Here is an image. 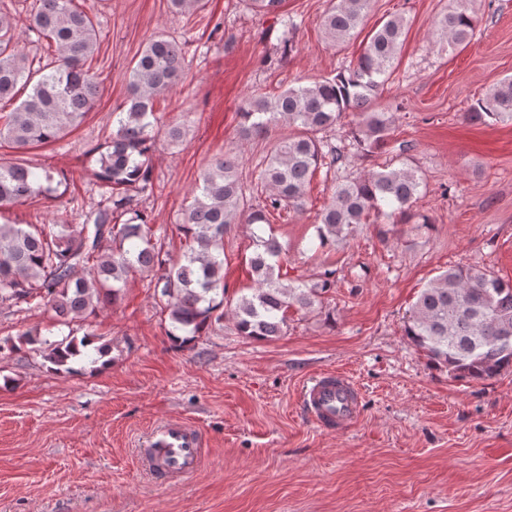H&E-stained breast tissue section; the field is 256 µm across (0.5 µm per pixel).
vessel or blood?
I'll return each mask as SVG.
<instances>
[{
	"instance_id": "obj_1",
	"label": "vessel or blood",
	"mask_w": 512,
	"mask_h": 512,
	"mask_svg": "<svg viewBox=\"0 0 512 512\" xmlns=\"http://www.w3.org/2000/svg\"><path fill=\"white\" fill-rule=\"evenodd\" d=\"M300 403L312 423L328 433H344L361 419V392L349 378L326 373L300 392ZM149 465L165 477H186L203 462L200 435L188 424L173 421L156 427L149 438Z\"/></svg>"
}]
</instances>
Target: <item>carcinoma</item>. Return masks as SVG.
Segmentation results:
<instances>
[{
	"instance_id": "cac0c4a2",
	"label": "carcinoma",
	"mask_w": 512,
	"mask_h": 512,
	"mask_svg": "<svg viewBox=\"0 0 512 512\" xmlns=\"http://www.w3.org/2000/svg\"><path fill=\"white\" fill-rule=\"evenodd\" d=\"M246 2L259 15L276 13L283 4ZM370 3L330 0L322 20L327 38L341 44L355 37ZM30 27L55 47L54 57L36 69L28 64L15 37L14 17L0 0V101L14 98L19 86L31 88L13 111L0 113V143L18 149L61 138L83 121L100 96L87 61L98 51L101 34L86 10L75 0H33ZM407 29V19L393 15L368 35L355 65L273 97L255 95L239 108L246 137L266 136L279 125L295 133L276 140L265 157L256 182L265 190L262 206L248 203L254 187L244 181L235 154L210 160L180 224L187 250L174 263L163 257L151 225L134 208L135 196L154 191V102L185 71L178 42L164 35L151 38L127 69L128 94L116 112L112 140L94 148L99 153L94 176L106 193L104 202L81 213L77 224H0V307L42 305L51 312L53 326L68 328L116 304L130 275L151 273L160 313L169 320L168 335L191 341L224 321V233L233 224H245L254 245L249 268L255 287L230 307L233 324L239 335L251 339L282 335L290 310L323 304L332 273L325 271L311 283H284V247L265 234V227L276 212L302 210L317 171L329 172L342 161L341 150L322 133L344 113L361 115L352 135L357 151L370 155L385 146L392 115L377 106L378 92L394 72ZM432 31L455 46H467L475 31L467 0H455ZM468 115L483 123H512V77L494 85ZM54 180L50 169L37 173L0 162V212L53 194ZM422 187L418 171L406 161L333 182L330 202L318 213L319 246L346 239L372 214L392 224L410 223ZM127 214L130 218L122 220ZM404 331L430 365L446 368L451 377L492 379L512 368V281L479 266L448 268L420 290ZM39 335L27 331L23 342L45 346V358L57 372L75 373L76 360L94 365L107 354L102 346L90 354L91 340L71 331L55 341Z\"/></svg>"
}]
</instances>
